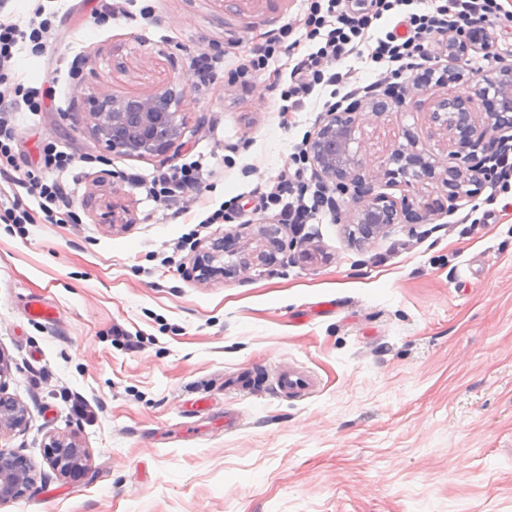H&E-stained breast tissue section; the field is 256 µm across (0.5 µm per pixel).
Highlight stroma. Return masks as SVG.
Listing matches in <instances>:
<instances>
[{"instance_id":"stroma-1","label":"stroma","mask_w":512,"mask_h":512,"mask_svg":"<svg viewBox=\"0 0 512 512\" xmlns=\"http://www.w3.org/2000/svg\"><path fill=\"white\" fill-rule=\"evenodd\" d=\"M68 4L71 70L24 51L13 73L27 87L58 83L47 111L17 116L20 160L37 161L46 135L95 160L66 175L79 223H0V350L8 391L29 409L0 448L19 449L35 474L0 512H512V188L479 182L446 213L365 242L322 215L305 228L325 256L314 267L286 253L231 277L194 271L199 251L241 228L200 221L276 178L316 115L283 126L275 98L220 78L186 91L176 150L108 153L90 97L151 92L198 52L249 48L271 25L233 0H154L160 26L94 28L87 0ZM401 82L418 89L384 115L362 99L363 157L384 163L404 147L456 164V141L428 122L447 86L415 69ZM196 158L211 186L186 216L123 179ZM474 201L489 223H459ZM116 204L117 223H101ZM195 229V246L176 249ZM35 300L54 317H29ZM281 369L318 385L279 396ZM53 435L87 450L84 472L50 468Z\"/></svg>"}]
</instances>
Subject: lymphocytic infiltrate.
<instances>
[{
    "instance_id": "f902f5d3",
    "label": "lymphocytic infiltrate",
    "mask_w": 512,
    "mask_h": 512,
    "mask_svg": "<svg viewBox=\"0 0 512 512\" xmlns=\"http://www.w3.org/2000/svg\"><path fill=\"white\" fill-rule=\"evenodd\" d=\"M303 15L293 22L270 30L264 42L244 51L234 71L224 69L220 52H199L191 62L193 84L205 86L228 73L229 83L241 90L253 89L255 80L271 59H288L286 81H274L268 92L278 93L280 118L302 111L306 105L328 112L340 108L348 97L373 96L383 83L408 70L440 62L436 49L453 29L512 28V10L501 0H437L432 8L420 10L418 0H306ZM10 0H0V160L15 165L14 147L19 141L16 123L20 111H41L45 101L54 99V86L23 88L9 82L17 47H28L32 56L62 65L56 49L62 40L63 18L54 0H34L26 24L13 22L6 9ZM397 15L392 30L374 36L377 21L384 15ZM319 40L317 49L300 52L301 41ZM365 58L372 65L375 81L361 84L349 61ZM73 153L60 149L57 142L43 144L36 165L7 175L0 167V178L16 186L9 207L0 209L4 224H56L72 213L74 195L65 174L76 165ZM307 149L297 144L292 164L276 180L257 188L256 208L274 211L277 223L308 224L319 214L335 213L336 205L321 183L308 174ZM130 186L145 189L147 197L172 209L175 215L188 214L199 203L205 182L202 164L193 161L159 171L151 179L125 174Z\"/></svg>"
}]
</instances>
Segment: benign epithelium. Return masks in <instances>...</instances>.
Returning a JSON list of instances; mask_svg holds the SVG:
<instances>
[{"label": "benign epithelium", "mask_w": 512, "mask_h": 512, "mask_svg": "<svg viewBox=\"0 0 512 512\" xmlns=\"http://www.w3.org/2000/svg\"><path fill=\"white\" fill-rule=\"evenodd\" d=\"M487 39V32L480 29L460 33L451 32L448 40L442 42L443 49L452 53L459 68L448 83L470 86L476 83L474 92H459L452 88L448 96L436 101L429 112V121L447 131L460 145L474 140L499 139L512 131V68L489 71L475 79L460 68L469 53ZM182 86L176 91L174 83ZM168 80L149 94L118 96L102 93L90 99L92 129L107 152L124 156L164 154L176 147L185 128L180 107L187 82ZM491 98V108L479 122L472 110L473 96L484 100ZM364 113L352 107L346 111L326 113L323 124L316 135L307 142V153L315 171L325 182L334 187L336 193L351 195L352 208L336 209V219L356 226L365 239L377 237L395 224L414 226L423 218L447 211L446 202L463 194L469 185L467 158L459 157L455 166L444 168L443 186L446 194L434 197L428 195L410 206L406 200L396 198L375 189L381 176L393 175L395 171L379 165L370 167L352 149L355 131ZM402 162L400 171L416 178L419 173L431 171L429 162L418 154H397ZM282 228L266 224L259 230L256 246L247 249L234 272L252 268H271L277 262V254L286 251L289 245L281 237ZM240 244L236 235L224 236V242L217 244L213 251L205 252L196 259V267L207 273H214L216 253L223 251L224 244ZM27 407L12 397L0 383V434L15 431L26 425ZM46 459L54 470L62 475L86 465L88 452L79 442L69 437H52L45 445ZM33 481L32 467L23 454L13 448H0V502L3 503L20 495Z\"/></svg>", "instance_id": "obj_1"}]
</instances>
